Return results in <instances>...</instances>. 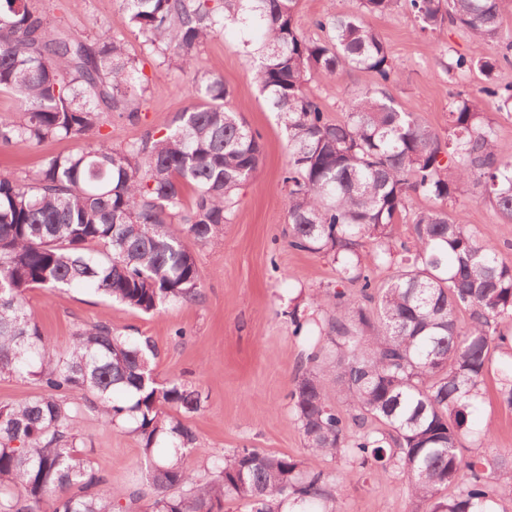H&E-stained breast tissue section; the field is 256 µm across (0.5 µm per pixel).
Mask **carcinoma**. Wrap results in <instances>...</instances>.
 Wrapping results in <instances>:
<instances>
[{
	"mask_svg": "<svg viewBox=\"0 0 512 512\" xmlns=\"http://www.w3.org/2000/svg\"><path fill=\"white\" fill-rule=\"evenodd\" d=\"M121 2L143 45L193 72L195 102L169 132L115 148L101 129L114 115L139 122L147 83L124 39L100 27L90 40L52 26L29 0H0V91L19 99V116L0 118V146L90 140L33 176L0 175V376L39 389L0 405V512H128L144 497L139 487H113L78 448L85 408L138 437L147 512H224L226 500L251 512H335L341 485L314 464L327 455L359 472L399 470L426 512H492L495 500L511 498L512 453L492 464L467 459L462 440L475 433L479 446L491 443L470 417L512 334V267L464 224L457 204L472 183L512 220V152L470 94L456 95L446 135L395 102L388 85L398 64L364 17L388 16L401 0H357L354 11L319 16L323 39L300 32L299 0ZM407 2L422 34L446 23L477 43L499 34L502 0ZM229 22L256 32L252 78L288 132L289 244L330 257L359 302L326 291L314 302H336L335 316L288 312L295 335L309 322L322 342L289 392L309 461L236 448L211 460L203 482L185 463L196 435L178 419L201 409V392L178 378L158 382L155 344L117 334L110 320L78 328L56 349L26 292L81 285L144 314L199 296L189 242L223 236L262 155L223 79L198 63L203 42ZM502 62L512 63V45L500 58L459 56L448 68L489 77ZM347 70L369 71L375 83L331 123L308 83ZM478 93L512 111V86L490 82ZM413 195L433 205L411 213ZM378 266L394 267L381 285L370 275ZM331 373L344 411L324 390ZM499 393L512 407V362L500 368Z\"/></svg>",
	"mask_w": 512,
	"mask_h": 512,
	"instance_id": "1",
	"label": "carcinoma"
}]
</instances>
